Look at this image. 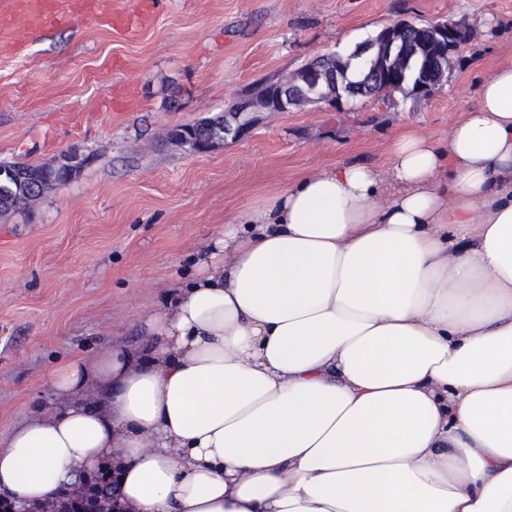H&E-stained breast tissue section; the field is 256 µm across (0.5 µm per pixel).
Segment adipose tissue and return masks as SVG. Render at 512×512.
Listing matches in <instances>:
<instances>
[{"mask_svg": "<svg viewBox=\"0 0 512 512\" xmlns=\"http://www.w3.org/2000/svg\"><path fill=\"white\" fill-rule=\"evenodd\" d=\"M0 437L22 508L94 469L119 512H512V65L447 137L301 175Z\"/></svg>", "mask_w": 512, "mask_h": 512, "instance_id": "obj_1", "label": "adipose tissue"}]
</instances>
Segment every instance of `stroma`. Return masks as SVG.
Masks as SVG:
<instances>
[{
	"instance_id": "35a3bbf8",
	"label": "stroma",
	"mask_w": 512,
	"mask_h": 512,
	"mask_svg": "<svg viewBox=\"0 0 512 512\" xmlns=\"http://www.w3.org/2000/svg\"><path fill=\"white\" fill-rule=\"evenodd\" d=\"M91 15L0 33V162L82 159L73 180L0 214V434L51 394L47 374L105 345L192 275L237 213L300 174L383 161L401 134L444 137L491 69L512 64V0H107ZM461 20L471 38L425 98L260 113L192 154L170 130L227 109L312 57L348 55L397 20Z\"/></svg>"
}]
</instances>
